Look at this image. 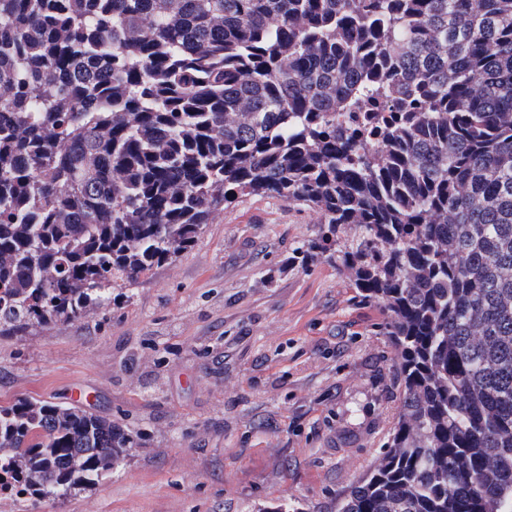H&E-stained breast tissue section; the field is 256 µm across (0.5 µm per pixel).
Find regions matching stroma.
I'll return each instance as SVG.
<instances>
[{
	"label": "stroma",
	"mask_w": 512,
	"mask_h": 512,
	"mask_svg": "<svg viewBox=\"0 0 512 512\" xmlns=\"http://www.w3.org/2000/svg\"><path fill=\"white\" fill-rule=\"evenodd\" d=\"M321 214L243 195L175 261L72 321L0 336V402L77 404L136 442L66 499L0 512H334L400 409L379 307L324 261Z\"/></svg>",
	"instance_id": "stroma-1"
}]
</instances>
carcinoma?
<instances>
[{
    "label": "carcinoma",
    "mask_w": 512,
    "mask_h": 512,
    "mask_svg": "<svg viewBox=\"0 0 512 512\" xmlns=\"http://www.w3.org/2000/svg\"><path fill=\"white\" fill-rule=\"evenodd\" d=\"M245 192L321 213L296 259L396 352L337 512H512V0H0L1 336L108 303ZM134 444L0 405V491L65 497Z\"/></svg>",
    "instance_id": "1"
}]
</instances>
